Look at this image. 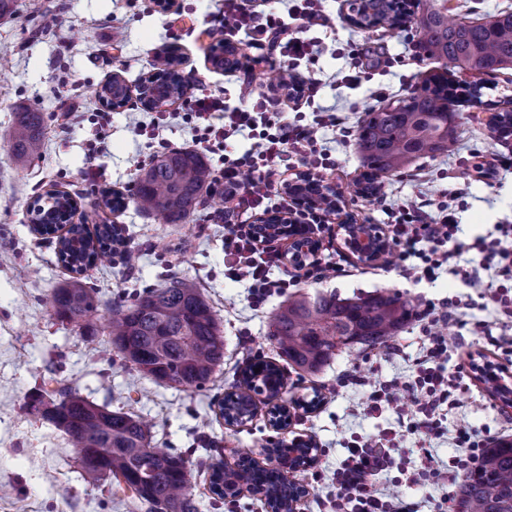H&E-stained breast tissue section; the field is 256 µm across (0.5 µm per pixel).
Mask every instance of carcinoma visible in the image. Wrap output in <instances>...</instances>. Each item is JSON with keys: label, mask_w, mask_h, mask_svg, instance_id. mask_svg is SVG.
<instances>
[{"label": "carcinoma", "mask_w": 512, "mask_h": 512, "mask_svg": "<svg viewBox=\"0 0 512 512\" xmlns=\"http://www.w3.org/2000/svg\"><path fill=\"white\" fill-rule=\"evenodd\" d=\"M399 0H352L351 10L372 26L401 21ZM421 42L430 58L443 67L494 74L512 67V12L501 11L486 22L463 21L448 14L445 0H419ZM174 52H162L155 62L149 95L158 109L185 96L188 82L177 70ZM482 92L437 76L411 95L365 113L356 135V149L366 172L359 182L369 196L380 192L378 178L399 171L415 159L445 153L453 144L452 120L457 102L481 101ZM42 113L15 109L7 135L10 157L26 163L45 146ZM212 169L197 153L180 150L162 154L145 166L134 197L140 211L158 214L168 224H190L198 208L217 201ZM44 208L35 206L32 223L45 231L70 225L67 234L85 245L74 251L70 239L58 244V258L75 276L52 290L53 314L84 336L96 335L92 317L100 300L81 275L96 261L120 254L125 248L122 229L101 224L90 234L83 224H72L73 198L51 196ZM413 310L412 301L398 292H377L366 298L342 299L334 293L294 295L272 315L271 337L280 356L298 370L315 374L336 355L339 343L351 340L365 347L383 345L398 335ZM103 332L122 359L142 376L160 385L193 390L210 380L224 360V337L215 312L192 280L173 276L161 288L130 304H118ZM260 373H255V369ZM271 393L282 386L279 368L256 362L249 368ZM31 411L66 434L76 448L83 479H107L128 494L129 512H197L191 469L180 455L152 445L148 425L137 415L97 405L62 385L38 394ZM212 478L223 484L219 497L246 484L263 492L267 504L288 509V485L275 468L242 465ZM467 512H512V439H502L487 450L481 465L459 485Z\"/></svg>", "instance_id": "obj_1"}]
</instances>
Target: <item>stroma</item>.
Here are the masks:
<instances>
[{
    "mask_svg": "<svg viewBox=\"0 0 512 512\" xmlns=\"http://www.w3.org/2000/svg\"><path fill=\"white\" fill-rule=\"evenodd\" d=\"M220 4L176 0L169 13L159 10L154 0H15L13 13L0 19V62L7 65L0 76V512H128L109 482L93 485L82 478L68 438L31 413V397L51 378L96 404L143 417L153 444L187 458L198 512H268L264 498L247 491L232 505L216 496L210 488L212 472L219 466L235 468L245 458L269 466V449L296 439L313 440L316 462L306 470L286 467L282 473L307 490L295 512H318L316 502L331 493L333 472L346 446L355 437L369 438L395 424V411L364 413V390L355 385L325 398L313 411H304L300 404L353 372L381 379L409 374V359L418 353L416 322L399 334L409 343L408 359L351 345L339 349L318 375H308L288 366L270 339L271 315L282 297H271L255 309L245 284L225 278L224 227L212 221L210 206L199 208L193 223L175 226L139 212L131 202L118 212L101 203L108 190L131 195L139 169L154 155L193 146L189 128L178 120L164 128L162 143L136 136V125L153 113L134 98L112 111L109 122L97 121V89L115 74L138 89L151 75L150 61L157 52L177 50L179 70L194 88L221 91L232 103L245 105L261 94L275 111H297V104L275 87L282 65L279 53L256 49L241 38L237 44L249 72H228L212 64V40L203 32V18ZM45 12L55 18L48 32L41 18ZM325 14V25L307 33L315 45L309 68L322 81L315 103L332 109L347 127H357L365 112L384 101L408 96L440 70L420 43L414 17L394 29H360L349 21L347 0H327ZM340 71L356 76V83H335ZM448 76L482 82L484 106H458L448 154L418 159L401 172L382 175L381 204H370L355 191L363 168L354 138L343 140L327 129L318 130L316 137L336 152V168L324 173L323 184L339 195L344 212L357 223H387V207L418 203L446 188L463 192L461 258L466 261L478 258L480 239L499 237L502 225H512V168L500 167L503 159L512 158V136L498 138L489 131L490 105L512 85V68L482 77L452 68ZM380 88L386 89V99L376 97ZM68 104L75 115L62 127L56 115ZM19 106L43 112L47 126L44 151L21 166L9 160L6 150L12 113ZM100 138L106 154L98 180L91 182L84 178L86 158ZM476 153L495 168L494 178L479 177L473 170L468 159ZM57 191L77 201L75 223L91 228L118 225L128 248L139 254L135 270H127L116 255L87 272L86 285L101 299L96 326H104L113 303H130L170 276L198 283L224 338V363L201 388L157 385L127 367L108 336L100 332L87 338L53 317L51 291L71 273L57 258L56 239L32 232L31 205L37 196ZM319 239L318 258L340 265L341 271L322 280H300L297 291H332L352 298L389 290L414 299L423 295L460 301L468 325L452 321L443 332L448 336V369L463 371L464 382L454 393L455 404L444 409L443 424L450 433L466 425L484 437L512 438V409L503 408L488 385L474 379L470 359L479 352L493 364L512 369V359L489 342L493 336L512 338V325L496 321L478 289L448 271L433 284L417 285L401 275L393 254L364 263L343 237L323 232ZM479 320L487 322L490 336L472 335L469 324ZM258 358L282 371L279 400L292 414L286 429L273 427L268 394L251 393L246 382L245 372ZM231 391L251 394L253 410L249 418L230 426L220 403Z\"/></svg>",
    "mask_w": 512,
    "mask_h": 512,
    "instance_id": "1",
    "label": "stroma"
}]
</instances>
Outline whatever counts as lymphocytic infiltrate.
I'll return each mask as SVG.
<instances>
[{"label": "lymphocytic infiltrate", "mask_w": 512, "mask_h": 512, "mask_svg": "<svg viewBox=\"0 0 512 512\" xmlns=\"http://www.w3.org/2000/svg\"><path fill=\"white\" fill-rule=\"evenodd\" d=\"M280 2V7L257 11L246 9L243 0H223L212 13L208 30L230 36L241 33L256 47H276L284 68L297 71L302 60L311 59L314 53L312 43L302 37L301 30L322 24L323 0ZM185 104V112H160L150 122L139 124L136 135L155 138L160 128L179 119L189 125L198 150L218 156L220 165L214 173L224 186V207L215 211L213 217L224 226V274L247 283L254 303L284 294L289 280L270 276L272 268L283 265L284 253L268 247L265 238L256 235L253 225L237 223L236 218L269 209L271 187L288 161L304 167L306 179L312 181L333 167L328 152L318 148L315 133L317 128L335 126V114L317 108L312 122L304 125L275 112L270 100L262 95L245 109L230 107L220 94H193ZM243 134L251 139L250 148L238 157L227 154L228 140ZM459 231L456 209L444 201L436 202L430 213L417 205L401 208L391 213L389 224L381 229L398 251L404 277L417 284L434 281L444 265L450 263L454 254L449 245L456 241ZM479 248L483 254L481 261L463 270L462 276L469 287L482 289L483 299L500 318L511 322L512 227L504 229L498 238L480 242ZM491 267L497 269L499 280L487 286L481 272ZM420 305L417 318L426 342L414 375L390 380L365 378L369 391L364 407L367 412L380 413L396 404L398 396H407L415 408L409 430L428 437L442 432L439 409L450 397L448 341L438 327L450 319L451 313L447 305L435 304L427 298ZM458 443L461 454L443 465L435 461L427 448L416 462L393 459L398 441L392 429L368 439H357L336 468V489L328 502L334 512H418L416 504L388 493L379 484V477L395 468L407 485L448 490L480 465L489 445L488 440L465 429L460 430Z\"/></svg>", "instance_id": "lymphocytic-infiltrate-1"}]
</instances>
